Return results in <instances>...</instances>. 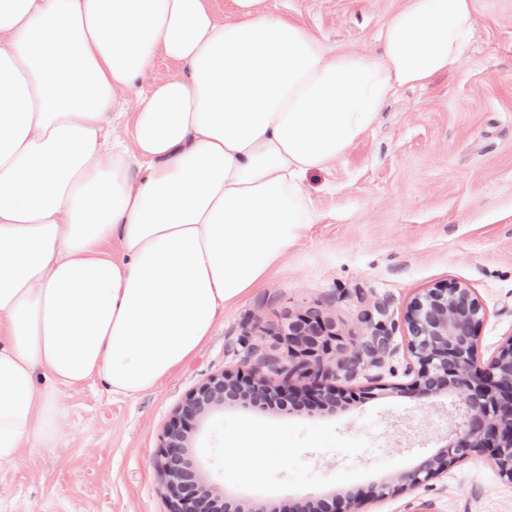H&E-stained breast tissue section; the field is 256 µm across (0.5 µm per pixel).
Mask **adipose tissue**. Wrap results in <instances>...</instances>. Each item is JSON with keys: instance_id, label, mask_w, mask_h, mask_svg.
I'll return each mask as SVG.
<instances>
[{"instance_id": "adipose-tissue-1", "label": "adipose tissue", "mask_w": 512, "mask_h": 512, "mask_svg": "<svg viewBox=\"0 0 512 512\" xmlns=\"http://www.w3.org/2000/svg\"><path fill=\"white\" fill-rule=\"evenodd\" d=\"M263 3L0 0L1 466L53 445L59 388L136 397L192 358L312 224L306 176L477 22L476 0H402L366 54ZM160 55L178 70L154 82Z\"/></svg>"}]
</instances>
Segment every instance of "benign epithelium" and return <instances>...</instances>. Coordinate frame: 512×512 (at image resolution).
Masks as SVG:
<instances>
[{
  "mask_svg": "<svg viewBox=\"0 0 512 512\" xmlns=\"http://www.w3.org/2000/svg\"><path fill=\"white\" fill-rule=\"evenodd\" d=\"M484 317L473 290L461 285L430 289L407 306L408 350L419 368L409 387H396L394 392L423 397L449 395L451 420L445 444L434 456L409 471L372 483L367 491L370 498H385L415 487L472 453L488 455L499 473L512 481V375L502 371L504 365H512V340L490 363H484L477 344V329ZM276 336L286 344L288 360L297 363L310 382L298 387L287 372L274 380L257 365L239 367L203 383L162 435L158 479L168 512H202V501L190 492L187 481L199 468L188 448L192 421L211 407L238 402L261 408L274 395L286 405L314 411L355 398V392L330 382L336 373L323 365V354L341 349L337 345L340 334L333 325L298 315L282 323ZM387 353L389 336L374 332L352 354L339 359L336 369L353 372L366 361H380Z\"/></svg>",
  "mask_w": 512,
  "mask_h": 512,
  "instance_id": "7a95c632",
  "label": "benign epithelium"
}]
</instances>
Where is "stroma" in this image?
Wrapping results in <instances>:
<instances>
[{"instance_id": "stroma-1", "label": "stroma", "mask_w": 512, "mask_h": 512, "mask_svg": "<svg viewBox=\"0 0 512 512\" xmlns=\"http://www.w3.org/2000/svg\"><path fill=\"white\" fill-rule=\"evenodd\" d=\"M333 47L365 52L397 0H265ZM470 56L384 105L374 128L305 184L315 218L262 284L225 308L196 354L154 389L116 396L102 379L59 390L65 428L49 448H19L0 468V512H167L157 478L161 435L208 378L262 361L288 363L276 337L313 312L353 351L374 328L381 363L348 389L383 386L343 411L287 413L227 404L197 418L191 453L202 483L279 512L298 499L357 492L413 468L441 446L448 398L395 394L414 377L407 305L459 283L485 309L478 347L491 361L512 338V0H476ZM263 448L241 474L234 448ZM362 512H512V481L475 454L422 484L364 501Z\"/></svg>"}]
</instances>
